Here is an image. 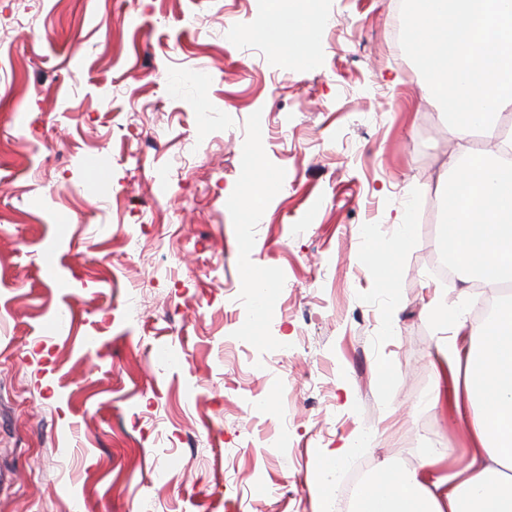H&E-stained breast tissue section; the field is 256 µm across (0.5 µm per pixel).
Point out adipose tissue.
I'll return each mask as SVG.
<instances>
[{
    "mask_svg": "<svg viewBox=\"0 0 512 512\" xmlns=\"http://www.w3.org/2000/svg\"><path fill=\"white\" fill-rule=\"evenodd\" d=\"M320 0H266L262 23L248 27L275 58L314 57ZM446 332L433 365V405L464 431L463 464L443 468L445 453L429 449L422 468L385 465L362 485L352 512H512V299L482 325L466 329L458 308L431 306Z\"/></svg>",
    "mask_w": 512,
    "mask_h": 512,
    "instance_id": "1",
    "label": "adipose tissue"
}]
</instances>
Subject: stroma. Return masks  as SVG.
<instances>
[{"instance_id":"35a3bbf8","label":"stroma","mask_w":512,"mask_h":512,"mask_svg":"<svg viewBox=\"0 0 512 512\" xmlns=\"http://www.w3.org/2000/svg\"><path fill=\"white\" fill-rule=\"evenodd\" d=\"M400 7L322 0L304 66L220 37L263 0H0V512H334L310 478L342 445L372 471L462 464L426 306L474 326L488 297L430 272L448 126ZM200 112L232 119L201 135ZM256 149L282 186L247 236ZM248 268L272 287L259 341Z\"/></svg>"}]
</instances>
